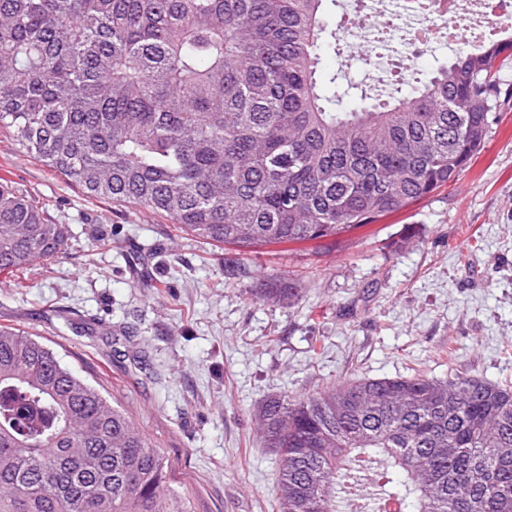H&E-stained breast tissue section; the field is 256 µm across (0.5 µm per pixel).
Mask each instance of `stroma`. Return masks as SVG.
<instances>
[{
    "label": "stroma",
    "instance_id": "1",
    "mask_svg": "<svg viewBox=\"0 0 512 512\" xmlns=\"http://www.w3.org/2000/svg\"><path fill=\"white\" fill-rule=\"evenodd\" d=\"M436 37L411 56L320 54L367 94L453 57ZM470 168L409 208L338 238L237 252L170 220L90 197L0 130V178L67 224V254L0 276V325L42 341L133 418L194 512H278L279 466L254 419L268 396L421 371L512 380V99ZM142 263L145 288L131 275ZM298 276L302 298L252 288Z\"/></svg>",
    "mask_w": 512,
    "mask_h": 512
}]
</instances>
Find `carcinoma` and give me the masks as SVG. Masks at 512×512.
Segmentation results:
<instances>
[{"label": "carcinoma", "mask_w": 512, "mask_h": 512, "mask_svg": "<svg viewBox=\"0 0 512 512\" xmlns=\"http://www.w3.org/2000/svg\"><path fill=\"white\" fill-rule=\"evenodd\" d=\"M325 0H0V127L90 196L215 246L336 237L456 181L483 148L512 37L411 91L323 92ZM69 231L0 182V275ZM254 293L294 303L296 276ZM279 512H512V382L420 372L267 397ZM0 512H191L164 455L55 353L0 325Z\"/></svg>", "instance_id": "obj_1"}]
</instances>
